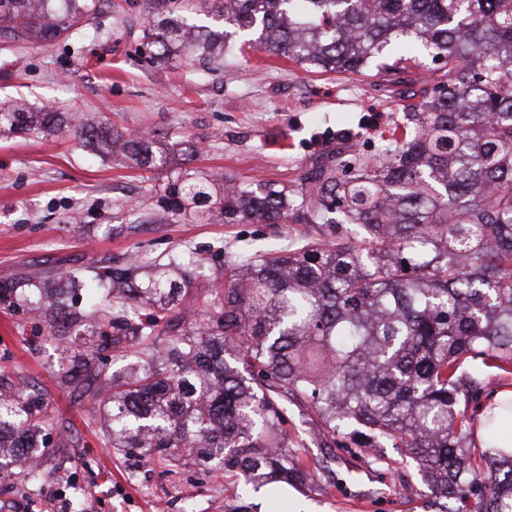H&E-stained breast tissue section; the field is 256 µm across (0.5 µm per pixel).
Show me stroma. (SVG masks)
Wrapping results in <instances>:
<instances>
[{
	"mask_svg": "<svg viewBox=\"0 0 512 512\" xmlns=\"http://www.w3.org/2000/svg\"><path fill=\"white\" fill-rule=\"evenodd\" d=\"M152 19L148 0H104L80 33L45 44L0 38V106L46 105L198 149L182 166L139 168L93 155L64 130L0 134V277L23 265L101 272L135 252L182 250L200 262L182 301L196 309L223 287L231 255L333 236L309 207L281 224L170 217L165 189L181 168L310 195L319 171L378 158L438 67L421 55L408 70L313 73L247 45L205 71L157 60L144 39ZM65 363L46 322L0 307V377L40 395L58 431L44 479L27 482L14 466L0 473V512H76V500L77 512H233L242 493L233 478L107 447L92 396L63 383ZM300 425L289 412L312 480L286 487V512H438L401 449L364 456L342 438L323 448Z\"/></svg>",
	"mask_w": 512,
	"mask_h": 512,
	"instance_id": "obj_1",
	"label": "stroma"
}]
</instances>
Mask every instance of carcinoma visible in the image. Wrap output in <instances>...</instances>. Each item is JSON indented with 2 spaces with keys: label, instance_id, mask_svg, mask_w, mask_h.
<instances>
[{
  "label": "carcinoma",
  "instance_id": "cac0c4a2",
  "mask_svg": "<svg viewBox=\"0 0 512 512\" xmlns=\"http://www.w3.org/2000/svg\"><path fill=\"white\" fill-rule=\"evenodd\" d=\"M101 0H0V36L38 42L76 33ZM145 33L160 56L202 67L234 38L306 69L361 74L410 46L448 70L405 113L382 157L341 162L316 180V216L355 244L311 242L273 257L240 254L224 289L190 319L179 297L192 280L183 254L143 256L91 278L20 270L0 281V306L44 316L50 335L85 348L64 383L93 391L108 442L204 472H235L244 486L312 476L288 448V409L360 452L405 448L451 512H512V450L470 448V403L483 395L463 373L474 362L512 374V0H223L224 30L190 23L178 0H150ZM67 128L104 157L165 167L174 148L66 112L0 107V132ZM170 211L199 221L279 224L286 188L253 187L188 171L168 183ZM54 423L33 393L0 382V468L50 445Z\"/></svg>",
  "mask_w": 512,
  "mask_h": 512
}]
</instances>
